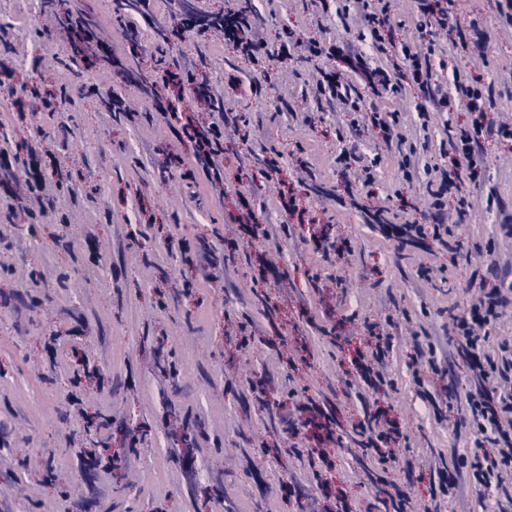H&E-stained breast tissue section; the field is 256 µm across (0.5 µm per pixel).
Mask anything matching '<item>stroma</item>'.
<instances>
[{"instance_id": "stroma-1", "label": "stroma", "mask_w": 512, "mask_h": 512, "mask_svg": "<svg viewBox=\"0 0 512 512\" xmlns=\"http://www.w3.org/2000/svg\"><path fill=\"white\" fill-rule=\"evenodd\" d=\"M245 4L264 39L290 30L305 41L353 44L368 68L384 63L370 41H358L354 17L339 14L342 0L322 10L309 0H150L148 12H125L142 48L126 80L96 60L66 66L73 48L39 0H0L18 89L67 91L53 112L0 105V151L36 143L62 163L61 173L46 174L55 209L45 216L29 218L27 202L0 189V512H322L326 498L307 460L291 453L305 436L281 430L288 392L325 401L345 426L361 416L335 340L360 335L363 321H384L398 306L409 317L389 357L388 401L409 440L385 479L412 486L414 512L491 510L493 492L466 484L431 501L428 481L412 482L403 461L470 448L422 400L411 353L416 337H438L446 371L430 376V390L461 397L469 389L451 323L469 309L472 276L512 286V237L500 230L512 222V139H487L480 151L477 202L457 229L469 261L453 265L437 248L384 236L362 214L384 199L392 223H432L421 178L403 176L396 148L365 115L311 92L325 68L362 90L363 71L339 58L306 60L294 46L271 62V85L258 94L251 63L223 37L162 42L181 16ZM452 15L481 23L487 53L434 57L433 89H452L458 72L478 76L495 92L488 119L512 125V36L496 0H453ZM163 53L188 68L205 58L199 69L213 94L228 115L249 121L243 132L224 130L222 185L167 164L179 147L161 117L135 123L103 102L114 92L131 110L151 111ZM422 100L415 88L366 106L400 113L407 138L428 139L423 162L447 166L444 151L468 115L437 112L424 127ZM352 143L373 165L371 186L337 161ZM267 150L281 167L271 178L257 164ZM288 190L302 200V219L280 209ZM242 195L274 227L270 240L236 239L231 215ZM489 242L499 261L492 271L478 252ZM242 315L256 334L245 347L227 335L228 318ZM363 459L356 444L338 453L331 484L356 512H384Z\"/></svg>"}]
</instances>
